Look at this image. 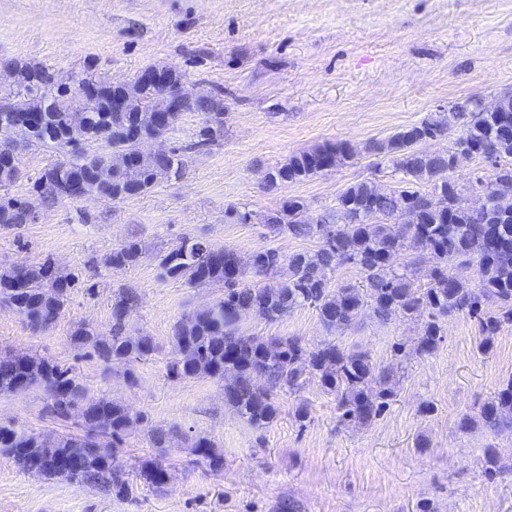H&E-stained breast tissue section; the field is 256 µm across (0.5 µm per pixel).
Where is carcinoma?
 Returning <instances> with one entry per match:
<instances>
[{"mask_svg":"<svg viewBox=\"0 0 512 512\" xmlns=\"http://www.w3.org/2000/svg\"><path fill=\"white\" fill-rule=\"evenodd\" d=\"M19 85L9 97L15 107L43 115L60 128H67L66 98L93 82L81 77L61 92L49 83L48 69L29 62L11 64ZM166 87L121 88L129 94L133 111L110 112L107 119L91 122L80 131L87 140L103 141L106 156H82L46 169L33 186L34 199L0 197V225L15 226L28 220L33 202L53 205L61 200L57 186L84 184L96 195L124 200L145 192L155 182L154 160L137 158L136 143L124 131L132 124L152 131L154 114L165 110L176 85L182 81L170 70ZM505 112H481L478 98H470L455 113L463 130L453 145L466 151L484 147L499 158H512V95L503 98ZM204 115L201 136L213 141L224 134V101L216 95H200L187 108ZM446 116H430L406 127L388 141L369 150L391 157L401 173L402 186L387 192L374 182L349 185L336 198V218L303 219L304 205L290 200L262 215L274 232L298 237H316L320 250L314 255L285 257L275 248L254 253L249 267H238V255L229 247L207 241H183L161 261L162 275L190 284L215 285L223 296L212 306L187 316L172 336L177 352L169 373L181 379L200 375L222 380L224 397L254 427L262 428L277 415L274 395L278 390L296 392L305 374L319 376L321 386L336 393L339 418L361 425L379 417L393 391L370 388L377 366L366 351L345 350L328 342L307 347L297 338L264 340L243 333L249 316L274 320L298 305L309 304L329 327L354 325L368 308L382 322L400 316L425 314L423 335L417 351L430 354L442 340L441 321L452 313L478 321L479 347L487 352L503 325H512V196L496 195L493 181L481 186L488 208L476 217L456 204L458 184L452 179L454 153H430L422 148L431 132L449 131ZM353 156L348 143L327 144L288 158L268 172L266 187L276 191ZM431 196L434 203L426 201ZM142 249L127 241L112 251L108 263L114 268L137 263ZM426 256L432 266L425 287L415 285L410 274V255ZM352 264L364 274L360 285L331 286L326 271ZM471 269L473 276L463 272ZM73 275L61 276L45 263L38 267L14 266L0 270V306L23 317L33 328H50L63 311L69 290L76 287ZM137 305L136 296L124 294L112 307V339L105 342L86 327L78 328L73 341L92 344L98 357L126 366L152 356L157 345L150 336H125V321ZM38 388L50 399V412L57 418L71 413L83 416L84 435L45 436L25 428L0 425V454L4 453L22 471L44 477H62L71 482L128 491V481L113 465V455L100 453L123 443L133 423L129 410L105 397H93L74 371L57 362L33 356L0 355V395ZM484 425L498 431L512 425V379L480 408ZM209 469L219 471L224 458L205 437L195 442ZM139 476L160 488L167 471L159 462H146Z\"/></svg>","mask_w":512,"mask_h":512,"instance_id":"obj_1","label":"carcinoma"}]
</instances>
